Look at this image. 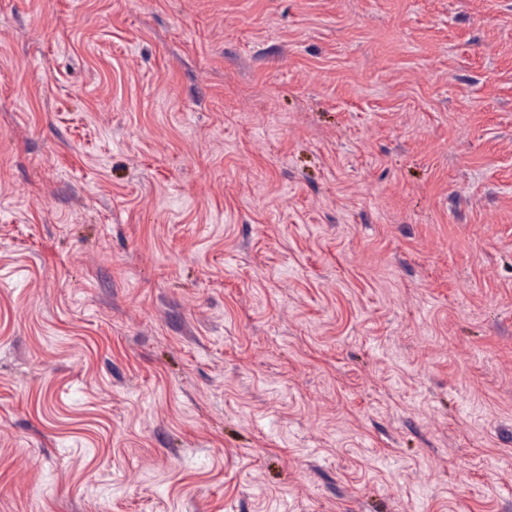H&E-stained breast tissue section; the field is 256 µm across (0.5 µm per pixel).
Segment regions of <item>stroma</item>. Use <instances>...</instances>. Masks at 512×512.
I'll return each mask as SVG.
<instances>
[{"label": "stroma", "mask_w": 512, "mask_h": 512, "mask_svg": "<svg viewBox=\"0 0 512 512\" xmlns=\"http://www.w3.org/2000/svg\"><path fill=\"white\" fill-rule=\"evenodd\" d=\"M0 512H512V0H0Z\"/></svg>", "instance_id": "35a3bbf8"}]
</instances>
